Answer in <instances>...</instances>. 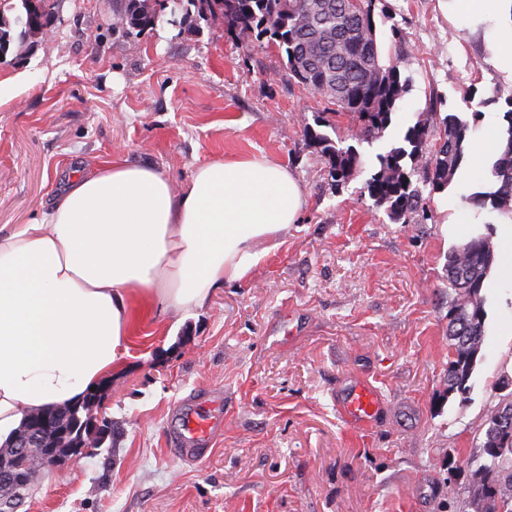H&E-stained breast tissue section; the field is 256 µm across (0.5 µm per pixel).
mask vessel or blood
I'll list each match as a JSON object with an SVG mask.
<instances>
[{
    "instance_id": "1",
    "label": "vessel or blood",
    "mask_w": 512,
    "mask_h": 512,
    "mask_svg": "<svg viewBox=\"0 0 512 512\" xmlns=\"http://www.w3.org/2000/svg\"><path fill=\"white\" fill-rule=\"evenodd\" d=\"M381 397L371 385L352 387L339 403V413L356 427L371 426L380 410ZM177 423L169 435L177 456L199 462L210 451L215 432L224 425V396L220 391L196 393L180 402L173 411Z\"/></svg>"
}]
</instances>
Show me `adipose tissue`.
I'll return each instance as SVG.
<instances>
[{"mask_svg":"<svg viewBox=\"0 0 512 512\" xmlns=\"http://www.w3.org/2000/svg\"><path fill=\"white\" fill-rule=\"evenodd\" d=\"M482 29L494 66L512 79V0H448ZM503 148L486 121L457 171L479 190ZM304 191L268 157L197 165L184 190L124 157L74 170L41 217L0 231V445L30 415L82 403L122 372L134 330L163 309L207 305L245 280L297 224ZM502 260L486 287L512 284V217L498 216Z\"/></svg>","mask_w":512,"mask_h":512,"instance_id":"1","label":"adipose tissue"}]
</instances>
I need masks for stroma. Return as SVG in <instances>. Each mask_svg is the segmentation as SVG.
I'll return each mask as SVG.
<instances>
[{
  "label": "stroma",
  "instance_id": "obj_1",
  "mask_svg": "<svg viewBox=\"0 0 512 512\" xmlns=\"http://www.w3.org/2000/svg\"><path fill=\"white\" fill-rule=\"evenodd\" d=\"M32 52L0 60V228L39 218L53 179L123 156L176 189L215 158L264 155L305 189L299 223L246 280L191 314L162 312L132 340L124 373L92 412L113 436L43 468L20 512H471L468 482L484 424L512 381V288H485L486 335L467 396L448 395L446 202L427 169L423 211L406 221L363 187L382 143L463 97L512 94L483 31L451 20L444 0H377L383 57L410 87L384 142L335 187L310 147L328 100L292 79L275 47L220 21L123 35L115 0H57ZM398 25L401 41L390 27ZM373 383L372 428L339 415L338 388ZM224 390V428L202 462L167 443L175 406Z\"/></svg>",
  "mask_w": 512,
  "mask_h": 512
}]
</instances>
